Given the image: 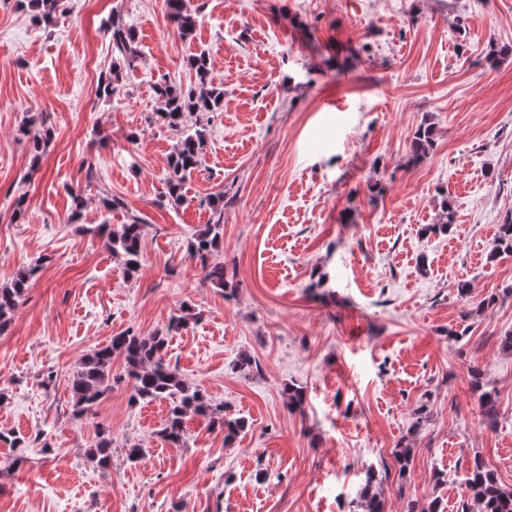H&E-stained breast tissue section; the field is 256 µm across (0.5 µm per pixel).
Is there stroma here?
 Here are the masks:
<instances>
[{
  "label": "stroma",
  "mask_w": 512,
  "mask_h": 512,
  "mask_svg": "<svg viewBox=\"0 0 512 512\" xmlns=\"http://www.w3.org/2000/svg\"><path fill=\"white\" fill-rule=\"evenodd\" d=\"M187 3L200 11L189 41L167 0H66L47 30L0 0V281L36 270L0 334V433L23 440L0 443V512H353L371 471L386 512L434 497L457 512L476 455L512 488V353L499 347L512 254L487 259L512 213V58L485 67L490 42L512 44V0ZM112 16L138 54L105 100ZM199 49L224 107L175 208L160 193L183 131L159 118L152 86L189 83ZM34 112L51 131L38 157L24 133ZM426 119L435 147L416 161ZM73 191L86 205L72 223ZM217 192L224 240L208 263L225 290L187 252ZM445 203L450 232H427ZM134 215L131 276L90 229ZM184 304L193 317L169 331ZM129 328L168 333L166 361L245 433L228 444L190 415L184 440L163 442L168 401L131 403L119 356L96 415L73 419L78 359ZM244 354L256 369L240 368ZM474 367L497 393L496 428L478 413ZM291 384L302 409L288 407ZM101 424L103 469L89 457ZM111 448L110 429L107 426L100 425L96 433V441L91 445L89 456L93 461H97L100 466H106L110 459Z\"/></svg>",
  "instance_id": "35a3bbf8"
}]
</instances>
